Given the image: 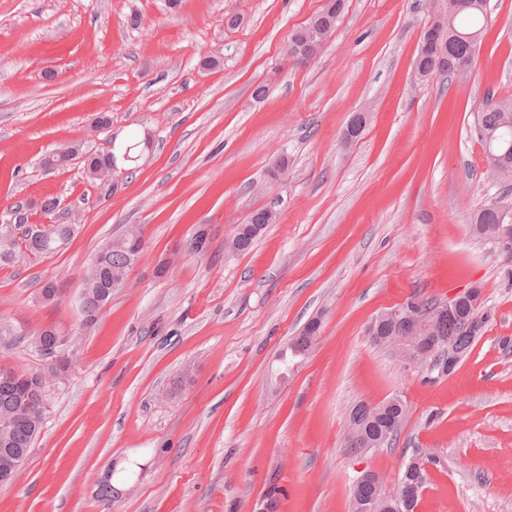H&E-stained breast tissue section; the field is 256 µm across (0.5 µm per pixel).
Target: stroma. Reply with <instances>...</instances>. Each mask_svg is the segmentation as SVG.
<instances>
[{"instance_id": "1", "label": "stroma", "mask_w": 512, "mask_h": 512, "mask_svg": "<svg viewBox=\"0 0 512 512\" xmlns=\"http://www.w3.org/2000/svg\"><path fill=\"white\" fill-rule=\"evenodd\" d=\"M323 4L0 0V217L51 198L81 216L58 252L0 265V323L17 330L0 359L39 370V330L71 339L0 512H257L273 487L278 512H351L359 471L394 491L419 450L440 458L419 512H512V262L470 229L502 190L472 125L512 97V0H488L466 80L420 83L426 0H345L317 58L294 62L289 36ZM359 111L367 124L345 143ZM75 143L118 155L111 185L78 164L42 170ZM258 208L277 219L237 252ZM131 224L141 256L84 324L82 278ZM474 285L486 323L450 375L371 342L383 311ZM313 319V347L281 376V350ZM395 395L396 442L352 454L351 408ZM105 481L116 498H99Z\"/></svg>"}]
</instances>
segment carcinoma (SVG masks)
<instances>
[{
    "mask_svg": "<svg viewBox=\"0 0 512 512\" xmlns=\"http://www.w3.org/2000/svg\"><path fill=\"white\" fill-rule=\"evenodd\" d=\"M466 6L453 15L448 16V44L444 48L448 65L437 66L439 47L434 44L422 43L417 53V62L426 69V75L440 73L450 79L462 81L468 73L456 70V64L465 58L474 44L481 41L485 20L484 6L479 0H465ZM343 9L341 0H328L323 11L331 19L326 24V32L316 29L299 28L295 30V40H320L329 36ZM474 134L483 147L491 153L512 162V99L498 101L489 105L476 115ZM81 154L80 145L74 144L64 150L55 151L44 156L42 166L47 171L58 170ZM117 161L113 154H90L83 159L84 172L93 181L103 180V173L109 164ZM512 208V198L504 195L498 200L479 208L472 217V231L475 235L493 239L496 225L502 217V207ZM80 223L75 216L65 223L24 224L22 236H16L12 223V213L0 221V264L8 265L14 261L16 254L25 252L31 256H45L55 251L70 240ZM254 223L249 221L237 227L232 247L246 251L254 242L256 233ZM144 247V239L140 228L133 226L122 236L113 240L94 256L84 276L81 293V311L85 324L94 322L100 310L112 300L114 282H122L138 261ZM318 321L313 320L293 337L288 344V351L297 357L303 356L313 345L319 333ZM484 319L475 317L470 312L468 303L459 304L454 317L445 318L437 325L439 332L453 342V351H444L436 358L429 359V366L440 375H449L454 371L461 359L472 349L475 340L481 333ZM400 325L384 323L375 327L376 335L372 340L383 346L394 337L402 334ZM38 385L29 381L23 385H15L0 379V473L16 465V459L27 457L35 438L39 435L42 420L31 419L40 406ZM405 409L382 402L367 412L364 423V434L370 438L386 436L390 442L397 434ZM19 420L21 424L11 427L3 426L5 420ZM419 465L409 461L399 477L401 493L393 494L386 491L383 483L372 479L358 477L353 483L351 512H361V505L370 501H381L394 507L406 509L405 501L408 490L419 482Z\"/></svg>",
    "mask_w": 512,
    "mask_h": 512,
    "instance_id": "1",
    "label": "carcinoma"
}]
</instances>
